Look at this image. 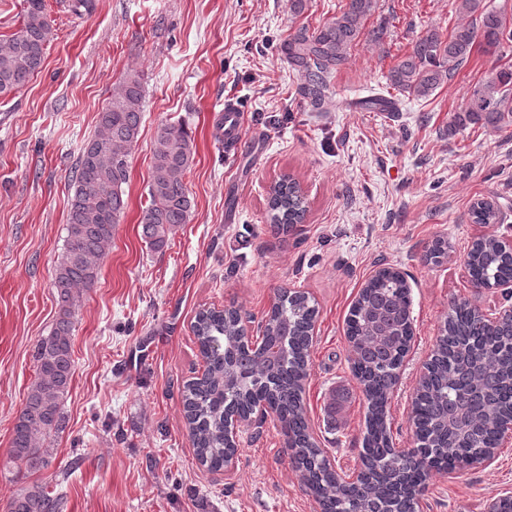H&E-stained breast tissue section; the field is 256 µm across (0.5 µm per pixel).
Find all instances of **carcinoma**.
<instances>
[{
	"label": "carcinoma",
	"instance_id": "obj_1",
	"mask_svg": "<svg viewBox=\"0 0 512 512\" xmlns=\"http://www.w3.org/2000/svg\"><path fill=\"white\" fill-rule=\"evenodd\" d=\"M460 14L448 36L428 30L396 58L387 80L394 89L428 98L465 65L475 48L497 55L512 43V18L491 0H456ZM65 9L83 18L92 16L95 0H64ZM377 0H338L336 14L312 26L300 23L278 46L279 59L297 75L295 96L313 112L328 111L332 80L360 42L382 45L385 21L369 24ZM52 26L46 0H24L19 29L0 44V98L21 89L43 64ZM142 74L131 69L101 109L98 130L77 159L72 179L63 252L52 279L58 311L47 335L33 351L35 378L27 387L10 440V457L18 470L36 472L49 466L54 455L51 438L65 426L64 398L75 372V316L84 293L97 282L112 242L113 231L127 206L124 184L128 160L137 144L144 112ZM363 112H395L397 103L383 94L355 102ZM512 118V65L504 64L474 85L454 116L452 126L480 124L499 128ZM194 158L192 135L183 123L158 128L152 152L148 204L139 216L141 238L161 252L169 234L190 220L192 202L184 175ZM306 207L298 184L284 176L268 191V220L286 232L304 220ZM476 224H495L498 210L479 200L471 209ZM472 277L485 286L512 280V253L494 237L473 243L467 254ZM318 317L315 300L302 291L280 290L259 322L262 342L278 347L271 361L256 354L249 337L241 334L236 308L203 309L196 314L193 333L205 368L186 381L182 404L195 456L211 472L221 471L237 451L229 425L246 419L255 406L276 412L289 459L301 485L316 499L321 512H406L397 491L398 476L413 483L428 479L425 459L435 448L447 449L443 467L461 463L466 440L463 427L479 430L473 442L499 447L495 429L512 413V346L504 330L483 323L468 303L452 304L433 351L434 364L426 384L417 388L410 419L418 446L398 454L387 422L388 395L406 353L412 321L410 291L405 276L382 269L360 295L347 320L352 368L363 386L366 402L365 447L362 465L366 480L342 479L327 463L309 431L304 404L313 329ZM60 497L41 484L15 493L6 512H61Z\"/></svg>",
	"mask_w": 512,
	"mask_h": 512
}]
</instances>
